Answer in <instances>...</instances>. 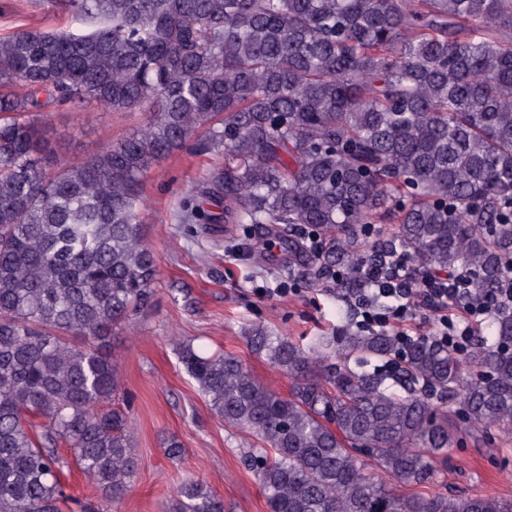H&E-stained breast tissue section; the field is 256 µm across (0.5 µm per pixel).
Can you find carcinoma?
Wrapping results in <instances>:
<instances>
[{"label": "carcinoma", "instance_id": "cac0c4a2", "mask_svg": "<svg viewBox=\"0 0 512 512\" xmlns=\"http://www.w3.org/2000/svg\"><path fill=\"white\" fill-rule=\"evenodd\" d=\"M64 28L0 34V512H110L137 471L114 327L151 304L149 166L187 145L224 157L185 224H268L310 264L400 247L424 270L462 268L482 294L512 258V0H49ZM144 110L131 135L45 162L50 109ZM390 219L392 237L361 242ZM318 228L313 255L292 234ZM251 351L292 376L264 386L244 360L180 348L185 371L246 456L269 512H512L433 482L448 449L512 428V310L463 354L431 339L396 382L350 366L399 353L382 332L303 346L254 323ZM336 353L337 361L323 363ZM67 448L104 505L65 491ZM167 512H224L187 479Z\"/></svg>", "mask_w": 512, "mask_h": 512}]
</instances>
